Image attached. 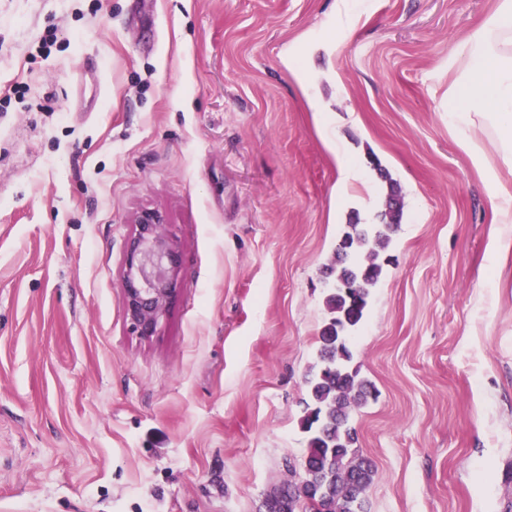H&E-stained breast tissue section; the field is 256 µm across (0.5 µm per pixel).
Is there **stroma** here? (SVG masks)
I'll use <instances>...</instances> for the list:
<instances>
[{
  "label": "stroma",
  "mask_w": 512,
  "mask_h": 512,
  "mask_svg": "<svg viewBox=\"0 0 512 512\" xmlns=\"http://www.w3.org/2000/svg\"><path fill=\"white\" fill-rule=\"evenodd\" d=\"M495 2L0 0V512H259L302 471L324 267L393 185L352 340L367 512H512V224L448 128ZM145 209L180 251L148 338ZM164 220L159 211L142 210L126 245L121 286L128 328L137 336L156 333L179 290L180 253Z\"/></svg>",
  "instance_id": "stroma-1"
}]
</instances>
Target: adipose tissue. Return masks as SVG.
<instances>
[{
  "label": "adipose tissue",
  "instance_id": "1",
  "mask_svg": "<svg viewBox=\"0 0 512 512\" xmlns=\"http://www.w3.org/2000/svg\"><path fill=\"white\" fill-rule=\"evenodd\" d=\"M448 127L493 184V221L512 224V0L495 8L448 59Z\"/></svg>",
  "mask_w": 512,
  "mask_h": 512
}]
</instances>
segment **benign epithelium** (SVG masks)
Here are the masks:
<instances>
[{"label": "benign epithelium", "mask_w": 512, "mask_h": 512, "mask_svg": "<svg viewBox=\"0 0 512 512\" xmlns=\"http://www.w3.org/2000/svg\"><path fill=\"white\" fill-rule=\"evenodd\" d=\"M180 253L164 230V217L143 210L133 220L124 256L122 289L128 328L154 335L179 290Z\"/></svg>", "instance_id": "1"}]
</instances>
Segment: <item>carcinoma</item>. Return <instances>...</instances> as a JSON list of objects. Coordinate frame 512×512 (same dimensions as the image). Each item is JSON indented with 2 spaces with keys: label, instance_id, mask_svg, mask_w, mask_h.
Instances as JSON below:
<instances>
[{
  "label": "carcinoma",
  "instance_id": "cac0c4a2",
  "mask_svg": "<svg viewBox=\"0 0 512 512\" xmlns=\"http://www.w3.org/2000/svg\"><path fill=\"white\" fill-rule=\"evenodd\" d=\"M381 224H348L326 267L331 278L324 298L327 321L318 336V362L306 377L309 402L301 419L308 434L303 479L285 482L266 497L269 512H295V504L312 499L321 508L305 512H364L363 494L372 483V462L354 449L357 432L353 409L375 398L370 383L351 368L353 333L362 324L374 288L390 262L388 249L403 213V202L390 190Z\"/></svg>",
  "mask_w": 512,
  "mask_h": 512
}]
</instances>
